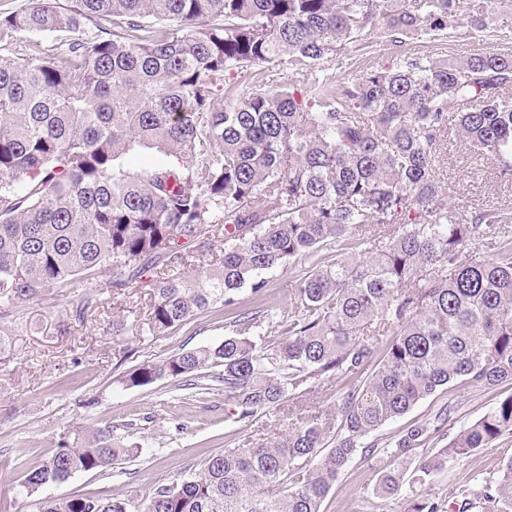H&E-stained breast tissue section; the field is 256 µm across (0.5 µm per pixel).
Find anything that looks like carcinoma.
<instances>
[{
    "label": "carcinoma",
    "mask_w": 512,
    "mask_h": 512,
    "mask_svg": "<svg viewBox=\"0 0 512 512\" xmlns=\"http://www.w3.org/2000/svg\"><path fill=\"white\" fill-rule=\"evenodd\" d=\"M468 15L465 0H34L0 15V42L71 34L35 57L0 54L1 314L78 282L81 323L104 289L116 299L144 280L147 329L164 336L247 288L261 293L268 271L333 239L368 253L303 272L287 316H244L220 343L123 379L202 390L210 378L240 420L349 380L332 404L289 411L286 429L208 456L136 506L73 496L41 512H322L340 470L377 451L370 437L384 424L454 381L512 385V215L482 209L462 222L440 171L453 125L512 175V54L408 58L343 85L312 76L378 22L399 43L440 37ZM88 21L97 34H85ZM266 65L302 80L244 100L224 86L226 72ZM145 150L161 160L126 163ZM450 414L392 442L386 453L406 466L381 471L378 494L420 487L512 436L511 393L436 453L420 451ZM136 448L111 425L76 429L25 469L22 487L112 469ZM458 495V512H512V456Z\"/></svg>",
    "instance_id": "cac0c4a2"
}]
</instances>
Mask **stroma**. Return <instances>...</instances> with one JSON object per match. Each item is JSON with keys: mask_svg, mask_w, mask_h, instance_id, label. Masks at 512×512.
<instances>
[{"mask_svg": "<svg viewBox=\"0 0 512 512\" xmlns=\"http://www.w3.org/2000/svg\"><path fill=\"white\" fill-rule=\"evenodd\" d=\"M487 10L484 30L462 22L442 40L415 36L394 45L381 30H374L313 74L340 84L373 69L396 66L407 56L512 53V0H490ZM441 168L456 186L449 205L460 219H469L479 208H512V180L501 177L490 161L477 157L457 133L448 136ZM360 251L352 240L337 239L317 258L303 257L270 270L263 294L243 291L237 306L195 314L157 338L146 331L143 305L147 291L141 287L126 292L124 305L135 309L136 317L120 336L112 333L113 309L109 306L97 309L85 324L70 322L68 302L81 295L78 287L54 289L20 304L10 317L0 320V326L12 329L15 342L10 357L0 361V512H39L45 500L78 494L142 496L155 485L197 469L209 454L243 445L264 433L267 426L276 424V417L264 412L249 421L236 419L232 405L224 399L223 383L199 390L163 380L129 388L121 378L144 361L221 342L234 321L246 314L257 310L279 317L289 314L296 280L313 260L329 262ZM510 394L512 385L507 383L493 388L452 383L439 388L374 433L378 452L367 460L353 459L340 471L323 512H406L415 495L438 504L440 512H451L455 492L481 486L496 467L498 449L512 451L511 436L500 438L497 450L452 463L417 491L406 489L389 499L375 491L387 461L385 448L408 429L432 421L443 406L452 409L444 433L453 435ZM108 424L117 426L126 441L140 443L130 461L108 471L76 473L31 495L21 487L23 465L51 455L73 429Z\"/></svg>", "mask_w": 512, "mask_h": 512, "instance_id": "obj_1", "label": "stroma"}]
</instances>
